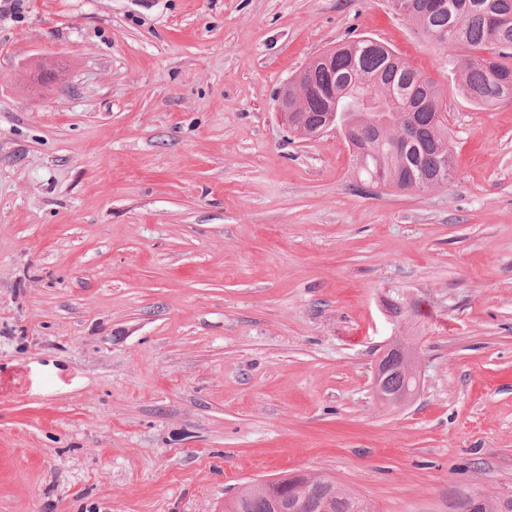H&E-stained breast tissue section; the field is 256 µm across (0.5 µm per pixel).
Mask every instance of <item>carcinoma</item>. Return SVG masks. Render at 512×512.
Listing matches in <instances>:
<instances>
[{
  "label": "carcinoma",
  "mask_w": 512,
  "mask_h": 512,
  "mask_svg": "<svg viewBox=\"0 0 512 512\" xmlns=\"http://www.w3.org/2000/svg\"><path fill=\"white\" fill-rule=\"evenodd\" d=\"M408 2L407 18L424 35H447L437 46L446 52L448 68L457 75L466 100L480 107L512 101V0H448L444 10L434 9L432 0ZM312 85L349 89L372 103L369 110L340 112L336 118L339 128L355 133L361 146L371 150L365 164L358 165L366 181L380 171L384 184L404 191L414 181H434L441 169L453 172L447 116L439 107L422 103L425 91L438 87L390 47L380 50L364 36L347 50L336 51L330 63L305 69L299 93L288 101L295 109L288 116L289 129L301 139V121L310 128L331 109L329 97L311 90ZM307 484L318 499L331 500L334 512H372L366 499L309 473L280 476L266 490L245 487L224 505V512H273L275 499L288 503V512H314L313 504L298 494ZM484 501L482 512H512L511 496Z\"/></svg>",
  "instance_id": "obj_1"
}]
</instances>
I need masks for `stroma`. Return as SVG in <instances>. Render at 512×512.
<instances>
[{"label": "stroma", "mask_w": 512, "mask_h": 512, "mask_svg": "<svg viewBox=\"0 0 512 512\" xmlns=\"http://www.w3.org/2000/svg\"><path fill=\"white\" fill-rule=\"evenodd\" d=\"M360 36L440 88L442 186L282 119ZM286 471L374 512L512 492V102L389 0H0V512H224ZM406 355V348L397 343L391 344L381 355L375 370L373 382L374 392L378 397L385 396L384 392L389 390L387 378L385 377L386 370L395 363L398 358H401V363L404 364L407 369L412 368L411 361Z\"/></svg>", "instance_id": "stroma-1"}]
</instances>
